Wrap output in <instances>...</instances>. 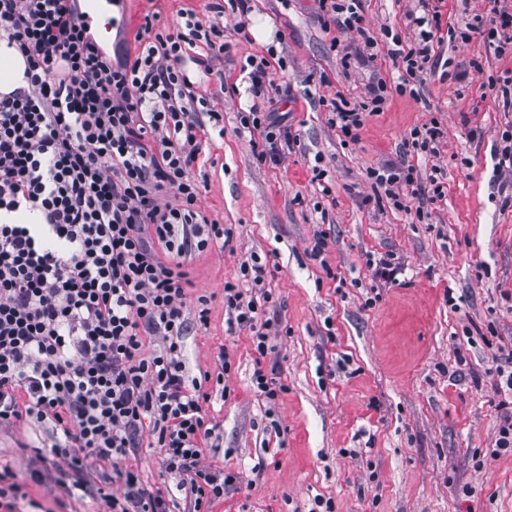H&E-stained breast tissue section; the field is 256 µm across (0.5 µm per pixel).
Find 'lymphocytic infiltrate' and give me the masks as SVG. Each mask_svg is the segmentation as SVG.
I'll return each instance as SVG.
<instances>
[{
  "instance_id": "f902f5d3",
  "label": "lymphocytic infiltrate",
  "mask_w": 512,
  "mask_h": 512,
  "mask_svg": "<svg viewBox=\"0 0 512 512\" xmlns=\"http://www.w3.org/2000/svg\"><path fill=\"white\" fill-rule=\"evenodd\" d=\"M79 0H0V37L25 57L27 87L0 96V428L50 426L56 469L83 490L107 462L122 496L101 493L106 512H170L124 468L144 423H152L161 465L196 505L239 491V478L207 464V399L185 373L189 321L207 325L208 296L187 301L186 257L225 247L231 231L197 206L190 171L200 153L199 125L186 102L191 85L180 64L186 46L204 41L212 59L227 45L219 25L186 19L182 31L145 15L134 56L113 58L90 35ZM418 39L392 36L388 53L407 79L442 66L432 46L439 14L415 20ZM386 86L367 101L329 100L328 124L357 141L379 114ZM262 137L260 158L279 161L293 147L279 102L240 113ZM172 201H165V194ZM22 211L37 224H19ZM259 258L242 262L224 284V307L249 327L259 357L280 328L263 319L271 301ZM156 337L153 353L143 335Z\"/></svg>"
}]
</instances>
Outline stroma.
<instances>
[{
	"mask_svg": "<svg viewBox=\"0 0 512 512\" xmlns=\"http://www.w3.org/2000/svg\"><path fill=\"white\" fill-rule=\"evenodd\" d=\"M207 0H124L114 8L113 43L135 47L146 13L177 29L179 9L202 25L219 23L230 50L204 68V43L187 48L182 67L196 96L224 111L223 127L200 115L201 153L191 174L202 184L198 206L231 228L225 249L187 259L192 292L212 299L207 326L184 338L186 375L202 380L203 410L219 435L205 448L214 469L239 473L244 488L208 512H313L316 498L333 512H512V453L495 441L504 403L498 371L512 351V173L498 170L503 131H512V53L499 55L479 29L492 8L512 13V0H363V25L415 39L410 16L438 7L435 52L447 67L427 72L416 95L394 87L401 72L388 54L343 68L331 51L339 40L357 52L356 33L324 27L316 0H253L242 16L209 12ZM272 26L269 42L245 39L240 24ZM474 29L469 40L459 31ZM267 57L269 77L297 143L279 162H260L239 112L255 101L247 56ZM385 81L391 92L369 117L358 142L341 143L327 124L326 100L356 103ZM439 120L444 140V196L411 198L408 209L381 200L368 177L388 163L425 171L405 145L414 127ZM332 177L323 196L312 167ZM325 237L321 256L312 249ZM393 254L394 282L376 280L368 258ZM259 256L273 301L266 317L287 331L275 337L264 370L284 386L275 402L251 383V333L228 324L224 283L241 262ZM232 362L221 374L219 353ZM223 384H216V375ZM143 427L141 449L128 463L141 486H173ZM48 427L0 429V466L26 482L44 512H101L97 488L122 496L124 485L102 465L87 476L90 492L68 496L52 470L33 483L35 449L50 450Z\"/></svg>",
	"mask_w": 512,
	"mask_h": 512,
	"instance_id": "stroma-1",
	"label": "stroma"
}]
</instances>
